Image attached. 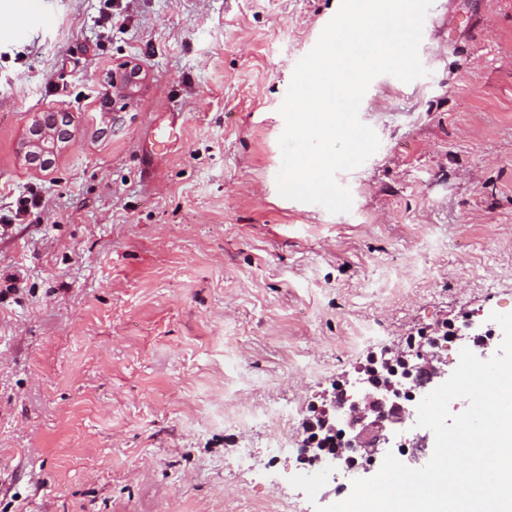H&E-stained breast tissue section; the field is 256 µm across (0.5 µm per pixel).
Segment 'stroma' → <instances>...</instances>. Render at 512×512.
Returning a JSON list of instances; mask_svg holds the SVG:
<instances>
[{
    "label": "stroma",
    "mask_w": 512,
    "mask_h": 512,
    "mask_svg": "<svg viewBox=\"0 0 512 512\" xmlns=\"http://www.w3.org/2000/svg\"><path fill=\"white\" fill-rule=\"evenodd\" d=\"M0 0V512H317L309 407L370 354L512 313V0H433L426 77L381 75L380 139L332 214L282 197L279 109L341 0ZM145 73L104 112L113 68ZM71 140L27 161L32 113ZM294 408L271 431L231 416ZM255 462L243 473L239 451Z\"/></svg>",
    "instance_id": "stroma-1"
}]
</instances>
